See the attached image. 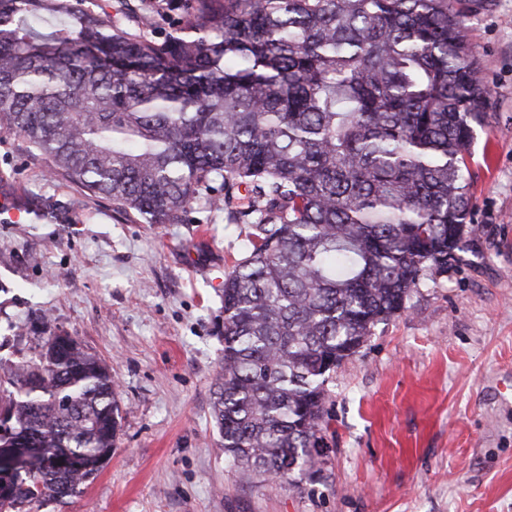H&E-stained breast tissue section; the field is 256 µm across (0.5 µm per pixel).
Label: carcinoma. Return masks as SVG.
I'll list each match as a JSON object with an SVG mask.
<instances>
[{
    "label": "carcinoma",
    "mask_w": 512,
    "mask_h": 512,
    "mask_svg": "<svg viewBox=\"0 0 512 512\" xmlns=\"http://www.w3.org/2000/svg\"><path fill=\"white\" fill-rule=\"evenodd\" d=\"M457 0H0V129L131 221L181 224L200 190L251 249L224 279L214 418L224 455L268 478L319 472L328 374L463 260L465 178L490 90ZM118 430L107 363L49 336L0 376V512L77 494ZM68 452L90 464L59 470Z\"/></svg>",
    "instance_id": "carcinoma-1"
}]
</instances>
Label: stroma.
I'll return each instance as SVG.
<instances>
[{"instance_id": "1", "label": "stroma", "mask_w": 512, "mask_h": 512, "mask_svg": "<svg viewBox=\"0 0 512 512\" xmlns=\"http://www.w3.org/2000/svg\"><path fill=\"white\" fill-rule=\"evenodd\" d=\"M463 8L492 104L467 251L331 372L312 481L232 465L213 418L221 293L251 226L200 202L182 224L126 220L0 132V366L73 337L111 366L120 408L83 493L31 512H512V0Z\"/></svg>"}]
</instances>
